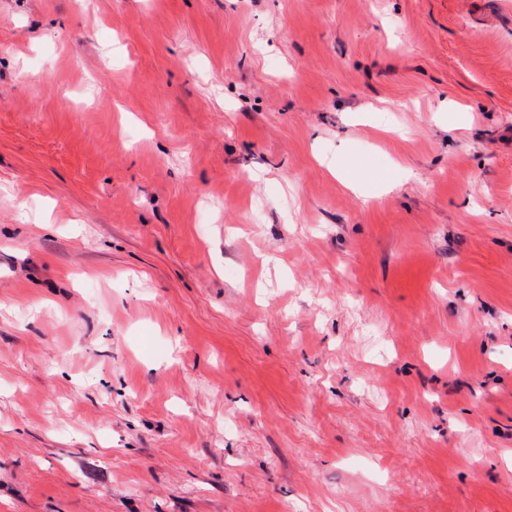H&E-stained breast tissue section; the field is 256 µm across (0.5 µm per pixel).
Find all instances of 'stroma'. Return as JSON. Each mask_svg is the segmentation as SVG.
Listing matches in <instances>:
<instances>
[{
  "label": "stroma",
  "instance_id": "obj_1",
  "mask_svg": "<svg viewBox=\"0 0 512 512\" xmlns=\"http://www.w3.org/2000/svg\"><path fill=\"white\" fill-rule=\"evenodd\" d=\"M0 512H512V0H0Z\"/></svg>",
  "mask_w": 512,
  "mask_h": 512
}]
</instances>
